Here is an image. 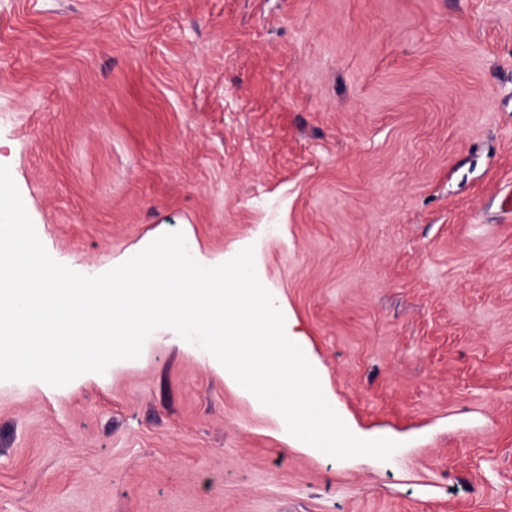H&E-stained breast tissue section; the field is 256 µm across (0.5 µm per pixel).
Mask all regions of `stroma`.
<instances>
[{
    "instance_id": "obj_1",
    "label": "stroma",
    "mask_w": 512,
    "mask_h": 512,
    "mask_svg": "<svg viewBox=\"0 0 512 512\" xmlns=\"http://www.w3.org/2000/svg\"><path fill=\"white\" fill-rule=\"evenodd\" d=\"M0 165L93 276L252 248L346 425L285 442L169 328L0 381V512H512V0H0Z\"/></svg>"
}]
</instances>
